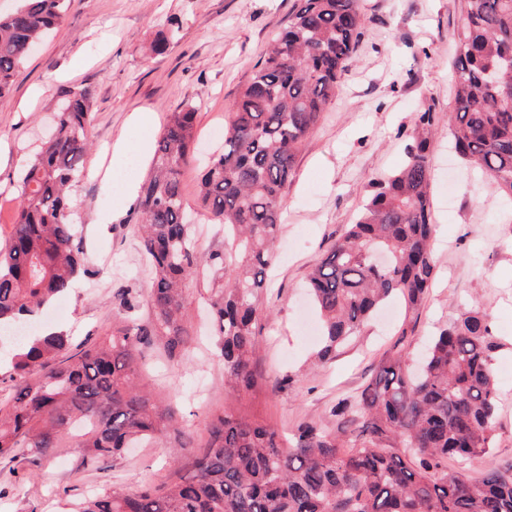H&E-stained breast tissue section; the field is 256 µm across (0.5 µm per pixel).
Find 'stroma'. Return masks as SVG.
Segmentation results:
<instances>
[{
  "mask_svg": "<svg viewBox=\"0 0 512 512\" xmlns=\"http://www.w3.org/2000/svg\"><path fill=\"white\" fill-rule=\"evenodd\" d=\"M295 0H71L60 26L26 59L8 97L0 100V243L11 231L18 184L31 153L48 133L69 89L91 87L92 144L85 168L108 169L112 149L134 130L132 112L152 113L162 129L167 112L195 105L197 149L212 153L213 138ZM366 34L339 79L340 89L298 154L282 192L284 224L268 284L257 303L261 344L254 361L262 390L245 394L224 380V365L204 332L209 315L202 284L187 298L200 337L191 356L169 363L154 348L142 351L140 382L169 401L180 425L168 446L139 443L99 464L61 448L31 466L27 457L0 460V512H71L100 487L139 491L189 474L192 452L210 438L212 418L230 406L248 409L280 435L298 426L333 424L331 410L359 392L394 344L411 356L438 327L478 306L500 344L496 442L490 461L512 463V210L448 147V125L433 130L434 258L437 276L416 313L412 335L397 332L405 308L393 300L323 365L320 339L307 327L319 317L303 286L309 271L353 223L372 184L406 158L417 113L446 115L453 98V33L463 21L460 0H359ZM168 37L162 54L150 51ZM115 183L82 176L73 201L84 222L86 257L95 269L63 296L54 327L76 339L102 337L121 321L115 294L131 286L148 295L151 279L140 256L131 206L115 208ZM109 223H99L100 215Z\"/></svg>",
  "mask_w": 512,
  "mask_h": 512,
  "instance_id": "stroma-1",
  "label": "stroma"
}]
</instances>
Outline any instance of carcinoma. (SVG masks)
I'll return each mask as SVG.
<instances>
[{"label":"carcinoma","mask_w":512,"mask_h":512,"mask_svg":"<svg viewBox=\"0 0 512 512\" xmlns=\"http://www.w3.org/2000/svg\"><path fill=\"white\" fill-rule=\"evenodd\" d=\"M21 2L0 17V98L60 23L67 0ZM461 8L448 135L493 194L512 201V0H461ZM365 30L358 0H297L234 101L224 149L207 161L200 202L224 228V249L201 261L180 188L197 109L168 114L135 207L150 292L144 300L129 288L118 293L126 321L102 344L74 347L62 332L36 331L16 342L0 379L11 390L0 407V459L26 448L39 460L68 437L92 462L138 439L163 443L174 416L139 384L142 348L158 346L171 361L187 357L186 294L202 265L219 278L206 293L224 380L252 392L262 386L251 369L262 330L257 298L283 224L281 193ZM92 99L88 87L68 91L53 134L20 181L12 233L0 248L1 333L95 275L71 201L90 149ZM436 121L430 110L416 115L407 160L373 182L356 222L308 274L323 320L322 362L385 302L398 297L413 314L432 286L428 152ZM376 251L387 265L372 264ZM497 349L487 315L471 308L433 337L423 372L414 374L405 347L395 346L353 400L331 411L336 429L301 425L285 447L255 415L230 408L212 420L192 475L156 490L105 491L79 512H512V463L489 466L476 481L466 476L494 448Z\"/></svg>","instance_id":"cac0c4a2"}]
</instances>
